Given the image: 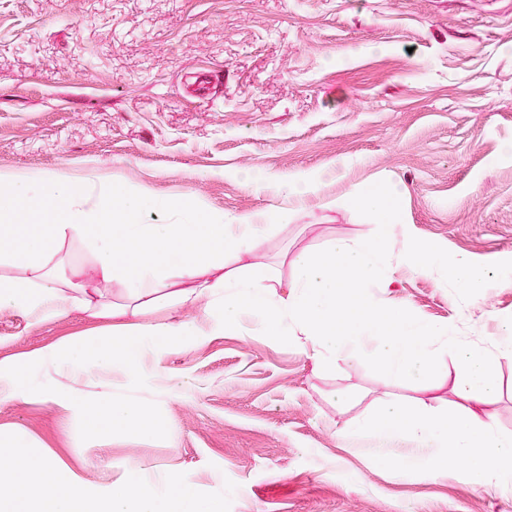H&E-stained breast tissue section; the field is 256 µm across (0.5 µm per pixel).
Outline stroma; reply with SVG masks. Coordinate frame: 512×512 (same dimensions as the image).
Wrapping results in <instances>:
<instances>
[{
    "instance_id": "stroma-1",
    "label": "stroma",
    "mask_w": 512,
    "mask_h": 512,
    "mask_svg": "<svg viewBox=\"0 0 512 512\" xmlns=\"http://www.w3.org/2000/svg\"><path fill=\"white\" fill-rule=\"evenodd\" d=\"M0 170L89 173L228 224L269 216L257 249L283 279L298 253L375 236L357 199L400 185L396 283L369 295L491 349L512 321V287L498 284L512 271V0H0ZM247 172L271 182L245 184ZM299 177L320 184L292 205L280 187ZM410 239L468 256L486 288L470 293L450 269L404 273ZM59 257L66 315L0 308V363H27L34 391L0 404V439L89 490L180 476L213 512H512V493L476 489L462 464L404 473L409 443L384 463L376 439L343 436L385 389L456 409L452 355L435 359L443 381L388 384L376 349L322 370L295 337H245L218 329L219 310L190 307L172 321L214 332L156 340L129 378L77 377L34 353L111 338L112 319L75 290L94 273L91 238L67 237ZM496 382L483 411L512 434V359ZM114 400L148 406L152 431L85 440L86 410Z\"/></svg>"
}]
</instances>
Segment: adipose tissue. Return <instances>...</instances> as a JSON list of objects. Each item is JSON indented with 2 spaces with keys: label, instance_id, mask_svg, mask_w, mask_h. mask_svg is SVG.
Here are the masks:
<instances>
[{
  "label": "adipose tissue",
  "instance_id": "adipose-tissue-1",
  "mask_svg": "<svg viewBox=\"0 0 512 512\" xmlns=\"http://www.w3.org/2000/svg\"><path fill=\"white\" fill-rule=\"evenodd\" d=\"M47 197L57 200L56 208L26 210L28 201ZM173 208L172 201L146 190L115 185L96 192L87 178L0 170V257L22 271L16 278H0V307L39 322L62 316L67 301L48 287V266L65 235L76 233L95 241L103 278L118 273L131 284L127 302L112 307L113 317L123 321L117 335L92 347L65 344L51 350V357L77 374L111 370L120 354L134 363L149 340L201 335L197 324L157 321L153 314L188 305L209 310L219 295L225 328L277 338L302 335L306 353L323 368L358 361L374 341L386 379L431 378L439 373L435 356L452 351L463 372L454 391L466 408L450 415L425 403L408 407L384 393L377 398L376 417L361 422L356 432L383 443H411L402 470L439 477L461 459L475 488L512 491V434H501L492 419L475 411L494 395L496 365L512 358L511 344L474 348L456 340L448 324L423 322L387 299L368 296L386 263L382 237L340 241L316 256L297 255L282 282L226 267L227 259L252 255L268 230L263 216L228 224L196 211L181 224L140 221L144 212ZM152 423L148 407L112 402L89 410L86 435L97 439L107 426L145 432ZM2 456L8 462L0 466V512H205L180 477L167 479L161 490L136 481L95 496L77 472L51 457L34 460L24 449L8 446L0 448ZM50 479L65 485V496L45 495Z\"/></svg>",
  "mask_w": 512,
  "mask_h": 512
}]
</instances>
